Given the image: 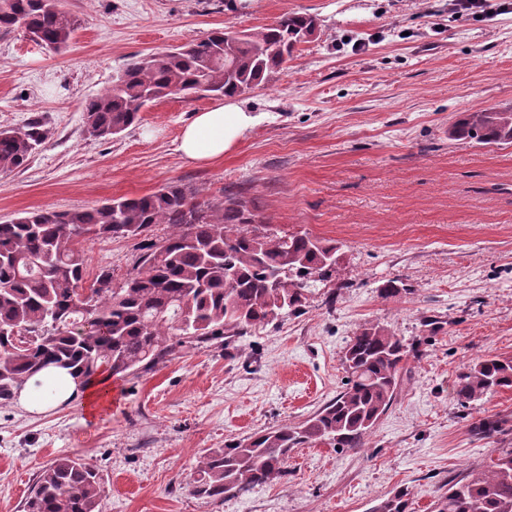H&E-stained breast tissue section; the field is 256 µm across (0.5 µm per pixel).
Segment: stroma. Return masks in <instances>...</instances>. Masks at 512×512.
Here are the masks:
<instances>
[{
    "label": "stroma",
    "mask_w": 512,
    "mask_h": 512,
    "mask_svg": "<svg viewBox=\"0 0 512 512\" xmlns=\"http://www.w3.org/2000/svg\"><path fill=\"white\" fill-rule=\"evenodd\" d=\"M448 3L258 0L235 13L224 0H63L80 21L68 51L0 33V126L37 117L48 131L24 168L0 172V222L178 184L204 200H255L273 228L343 246L335 282L241 338L235 359L175 351L113 380L111 401L91 410L75 402L36 415L0 402V512H22L38 473L65 455L99 472L103 512H370L400 487L409 512H432L450 482L512 448V391L464 406L453 394L472 359L512 356V144L448 138L457 113L512 108V10L475 18ZM287 11L317 15L321 33L244 94L260 121L224 158L191 163L178 150L213 97L171 96L117 137L85 134V101L133 55L227 24L258 29ZM136 244L87 243L88 273L106 267L121 284ZM392 277L408 292L382 299ZM368 321L417 354L363 447L294 449L285 475L221 502L190 493L206 451L299 423L342 391L344 348ZM487 417L507 419L505 431L477 434Z\"/></svg>",
    "instance_id": "stroma-1"
}]
</instances>
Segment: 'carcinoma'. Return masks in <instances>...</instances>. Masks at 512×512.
<instances>
[{
    "label": "carcinoma",
    "instance_id": "cac0c4a2",
    "mask_svg": "<svg viewBox=\"0 0 512 512\" xmlns=\"http://www.w3.org/2000/svg\"><path fill=\"white\" fill-rule=\"evenodd\" d=\"M78 27L60 0H10L9 9L0 10L1 33L21 32L54 52L69 47ZM318 28L311 14L285 12L257 31L214 29L160 62L136 55L110 87L85 102L84 127L96 139H109L136 124L145 106L172 95L245 94L278 74ZM46 138L37 118L0 129V171L24 167ZM448 139L511 144L512 109L462 112ZM157 224L172 231L140 245L137 265L120 287L112 286L109 269L88 279L86 242L137 238ZM339 251L330 240L270 229L252 201L202 200L180 185L89 209L21 213L0 223V401L49 367L85 382L149 371L178 348L218 345L233 358L240 338L301 312L314 288L336 280ZM378 293L398 299L407 288L393 278ZM412 352L390 329L362 324L345 348L342 392L297 426L266 429L206 452L191 494L222 501L268 484L303 445L362 447L394 401ZM501 390H512V357L485 355L462 368L454 394L464 405ZM103 497L99 473L62 456L40 471L23 512H102ZM408 501V490L398 488L371 512H408ZM434 512H512V449L451 483Z\"/></svg>",
    "mask_w": 512,
    "mask_h": 512
}]
</instances>
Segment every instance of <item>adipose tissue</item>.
I'll return each instance as SVG.
<instances>
[{"label": "adipose tissue", "instance_id": "1", "mask_svg": "<svg viewBox=\"0 0 512 512\" xmlns=\"http://www.w3.org/2000/svg\"><path fill=\"white\" fill-rule=\"evenodd\" d=\"M258 121L257 115L234 97L225 98L196 113L181 133L178 149L191 162L213 161L232 150ZM112 386L107 377L90 382L74 379L67 370L51 367L27 378L16 397L31 413H44L83 398L87 406L108 399Z\"/></svg>", "mask_w": 512, "mask_h": 512}]
</instances>
